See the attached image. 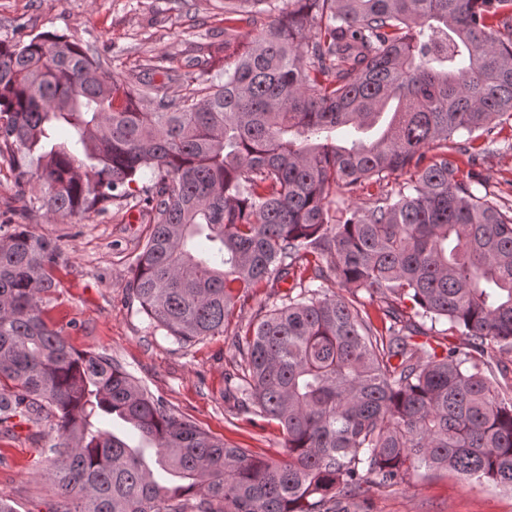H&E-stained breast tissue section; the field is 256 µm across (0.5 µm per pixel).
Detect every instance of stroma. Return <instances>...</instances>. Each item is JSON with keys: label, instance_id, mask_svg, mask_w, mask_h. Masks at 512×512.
<instances>
[{"label": "stroma", "instance_id": "1", "mask_svg": "<svg viewBox=\"0 0 512 512\" xmlns=\"http://www.w3.org/2000/svg\"><path fill=\"white\" fill-rule=\"evenodd\" d=\"M43 32L76 37L97 52L111 75L131 86L151 79L170 95L178 85L162 74H146L150 58L171 54L191 63L193 74L215 75L224 67L225 43L241 49L254 36L240 22L232 39H225L224 0H0V40L26 41ZM455 158L460 178L501 210L512 209V119L502 121L491 138L461 142ZM149 221L132 200L83 221L26 214L11 165L0 158V224L27 225L60 248L57 286L42 302L47 324L62 330L74 349L112 357L175 415L229 445L287 459L278 425L241 413L224 397V376L239 359L231 337L180 345L154 329L129 297ZM39 468L40 455L24 430L0 434V498L16 512H47L55 501L56 490ZM351 512H512V490L422 467L405 483L365 486Z\"/></svg>", "mask_w": 512, "mask_h": 512}]
</instances>
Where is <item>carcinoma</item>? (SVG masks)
Masks as SVG:
<instances>
[{"label": "carcinoma", "instance_id": "cac0c4a2", "mask_svg": "<svg viewBox=\"0 0 512 512\" xmlns=\"http://www.w3.org/2000/svg\"><path fill=\"white\" fill-rule=\"evenodd\" d=\"M511 7L224 0V22L257 34L218 84L160 60L173 96L131 90L74 37L0 40V156L32 188L30 210L84 218L154 177L128 285L151 326L181 345L226 334L258 288L292 281L233 332L224 376L240 409L280 427L277 462L75 350L40 306L57 244L0 224V432L53 437L52 512H335L423 465L512 489V380L497 358L512 351V215L448 153L512 119ZM396 173L409 180L390 190ZM329 279L350 297L310 287ZM360 292L380 299L383 330ZM425 320L461 343L417 341Z\"/></svg>", "mask_w": 512, "mask_h": 512}]
</instances>
